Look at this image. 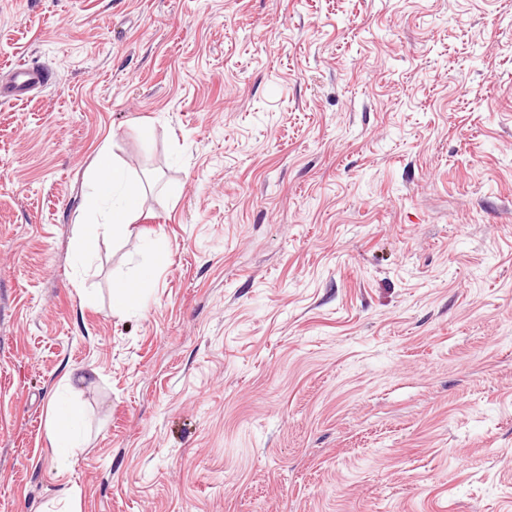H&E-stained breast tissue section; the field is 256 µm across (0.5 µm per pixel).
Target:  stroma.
<instances>
[{
  "label": "stroma",
  "mask_w": 512,
  "mask_h": 512,
  "mask_svg": "<svg viewBox=\"0 0 512 512\" xmlns=\"http://www.w3.org/2000/svg\"><path fill=\"white\" fill-rule=\"evenodd\" d=\"M20 62L0 512H512V0H0ZM105 144L142 215L79 276ZM49 69L39 65L18 64L11 68L9 79L0 82V101L12 102L30 96L49 84ZM154 280L155 271L150 264L141 265L132 279L119 277L113 280L112 311L124 314L142 307ZM83 421L84 408L78 400H53L47 425L52 441V455L61 468H67L71 463L70 448H79Z\"/></svg>",
  "instance_id": "1"
}]
</instances>
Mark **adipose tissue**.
Instances as JSON below:
<instances>
[{"label":"adipose tissue","mask_w":512,"mask_h":512,"mask_svg":"<svg viewBox=\"0 0 512 512\" xmlns=\"http://www.w3.org/2000/svg\"><path fill=\"white\" fill-rule=\"evenodd\" d=\"M144 189L125 165L114 160L108 147H101L96 163L85 175V198L91 219L84 226L75 254L86 263L99 238L128 237L139 218ZM152 265H141L133 278L120 277L112 283V310L123 314L142 307L153 287ZM84 408L75 399L53 402L47 416L52 455L59 467H69L71 450L80 444Z\"/></svg>","instance_id":"adipose-tissue-1"}]
</instances>
